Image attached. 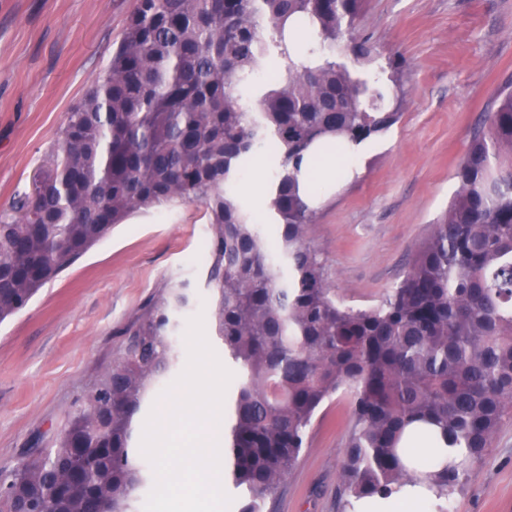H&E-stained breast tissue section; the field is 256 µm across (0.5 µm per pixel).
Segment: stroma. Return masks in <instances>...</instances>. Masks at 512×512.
Here are the masks:
<instances>
[{
    "mask_svg": "<svg viewBox=\"0 0 512 512\" xmlns=\"http://www.w3.org/2000/svg\"><path fill=\"white\" fill-rule=\"evenodd\" d=\"M136 0H0V215L32 187L68 112L104 71ZM366 38L364 70L400 112L363 144L361 171L333 187L307 239L336 298L379 303L399 284L410 253L456 190L454 173L473 132L512 77V0H365L354 23ZM273 163L254 159L235 190L266 207ZM205 209L176 204L117 225L30 305L0 323V472L52 447L102 371L124 328L160 290L188 284L176 313L177 361L186 367L190 318L209 314ZM350 406L335 395L267 512H338L336 491ZM451 512H512V413L451 502Z\"/></svg>",
    "mask_w": 512,
    "mask_h": 512,
    "instance_id": "1",
    "label": "stroma"
}]
</instances>
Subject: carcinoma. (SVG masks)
<instances>
[{
    "label": "carcinoma",
    "mask_w": 512,
    "mask_h": 512,
    "mask_svg": "<svg viewBox=\"0 0 512 512\" xmlns=\"http://www.w3.org/2000/svg\"><path fill=\"white\" fill-rule=\"evenodd\" d=\"M363 0H137L106 70L67 113L15 218L0 221V323L18 314L112 228L135 213L200 203L210 224L213 335L236 381L224 409V469L240 512H264L336 393L352 420L339 507L390 497L413 480L402 460L416 423L468 449L459 469L428 474L450 512L471 466L512 409V80L458 164L448 209L380 303L336 300L306 239L300 195L308 151L345 152L391 128L386 89L341 56L369 58L352 35ZM278 161L262 222L278 232V276L253 215L233 192L249 160ZM162 291L53 448L0 474L14 512H133L150 477L135 421L174 367L177 311Z\"/></svg>",
    "instance_id": "obj_1"
}]
</instances>
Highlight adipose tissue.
I'll return each mask as SVG.
<instances>
[{"mask_svg": "<svg viewBox=\"0 0 512 512\" xmlns=\"http://www.w3.org/2000/svg\"><path fill=\"white\" fill-rule=\"evenodd\" d=\"M355 162L354 155L333 153H310L306 164L299 174V182L306 193L305 200L309 204L319 202V195L309 193L307 187L312 180L330 185L336 183L351 169ZM409 453L418 461V482L410 483L402 487L398 492L386 500L378 498L363 499L358 512H432L436 503V494L425 483V476L437 470L441 464L455 465L464 456L463 449L446 448L434 443L433 439L426 435L411 437L408 443Z\"/></svg>", "mask_w": 512, "mask_h": 512, "instance_id": "adipose-tissue-1", "label": "adipose tissue"}]
</instances>
